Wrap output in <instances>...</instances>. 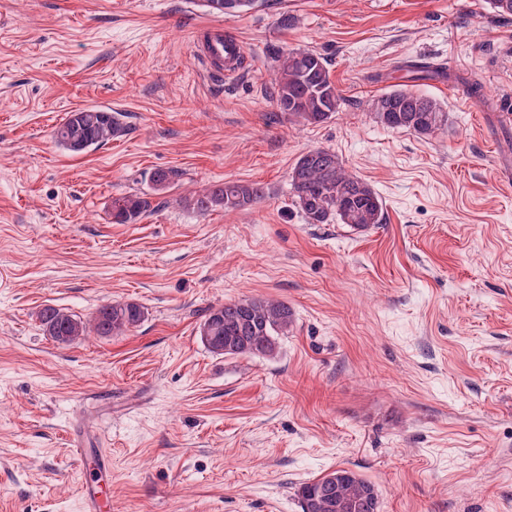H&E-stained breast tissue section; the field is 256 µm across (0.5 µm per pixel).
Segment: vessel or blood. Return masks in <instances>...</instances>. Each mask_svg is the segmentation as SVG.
Returning a JSON list of instances; mask_svg holds the SVG:
<instances>
[{"mask_svg":"<svg viewBox=\"0 0 512 512\" xmlns=\"http://www.w3.org/2000/svg\"><path fill=\"white\" fill-rule=\"evenodd\" d=\"M193 44L195 56L208 74L219 77L239 74L246 48L240 39L226 37L222 26L198 28Z\"/></svg>","mask_w":512,"mask_h":512,"instance_id":"obj_1","label":"vessel or blood"}]
</instances>
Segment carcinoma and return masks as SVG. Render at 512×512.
I'll return each instance as SVG.
<instances>
[{"instance_id": "1", "label": "carcinoma", "mask_w": 512, "mask_h": 512, "mask_svg": "<svg viewBox=\"0 0 512 512\" xmlns=\"http://www.w3.org/2000/svg\"><path fill=\"white\" fill-rule=\"evenodd\" d=\"M259 0H201L206 11L243 13L258 6ZM274 66L270 78L271 99L280 114L295 124L327 122L341 106V97L321 54L310 49H271ZM374 118L384 116L382 125L391 129L432 136L448 123V113L434 97L411 88L384 92L369 104ZM124 132L121 115L110 109H79L67 114L53 137L63 150L82 154ZM177 172L158 169L152 175L154 189L167 190ZM295 205L307 223L345 224L367 230L382 223L383 200L375 189L350 173L336 152L314 148L304 152L289 173ZM258 183L227 181L213 184L191 197L179 199L185 207L204 215L215 210H247L263 198ZM140 194L112 199V223L135 224L150 209ZM39 319L45 332L61 343L83 336H120L140 325L144 308L135 302L108 303L81 319L63 309L48 306ZM293 311L287 303L263 297L228 302L211 308L199 327V336H215L223 346H233L229 357L273 359L279 354V339L288 333ZM295 496L301 512H379V494L373 484L356 472L339 468L298 485Z\"/></svg>"}]
</instances>
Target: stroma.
Wrapping results in <instances>:
<instances>
[{"instance_id": "35a3bbf8", "label": "stroma", "mask_w": 512, "mask_h": 512, "mask_svg": "<svg viewBox=\"0 0 512 512\" xmlns=\"http://www.w3.org/2000/svg\"><path fill=\"white\" fill-rule=\"evenodd\" d=\"M210 23L248 50L236 78L194 57ZM271 45L327 60L332 119L277 112ZM471 81L483 99L463 98ZM401 85L441 101L447 127L375 122L370 101ZM92 107L123 113L121 136L59 148L54 128ZM507 109L512 15L487 0H264L234 16L0 0V512H86L89 486L110 512H301L295 487L338 468L377 486L381 512H512ZM315 147L378 190L382 224L306 222L288 174ZM158 169L179 173L160 195ZM224 181L265 195L204 216L177 203ZM128 193L151 208L113 223ZM245 297L292 308L278 359L201 342L206 312ZM117 301L146 312L122 336L62 344L39 320Z\"/></svg>"}]
</instances>
